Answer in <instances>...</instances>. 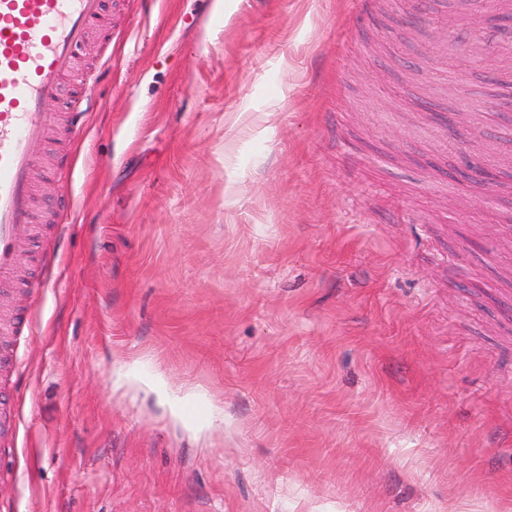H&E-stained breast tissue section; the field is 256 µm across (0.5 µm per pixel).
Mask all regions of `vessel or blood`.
I'll return each mask as SVG.
<instances>
[{
    "label": "vessel or blood",
    "mask_w": 512,
    "mask_h": 512,
    "mask_svg": "<svg viewBox=\"0 0 512 512\" xmlns=\"http://www.w3.org/2000/svg\"><path fill=\"white\" fill-rule=\"evenodd\" d=\"M101 0H0V281L17 269L30 222L34 148L51 125L43 107L61 93L73 49Z\"/></svg>",
    "instance_id": "1"
}]
</instances>
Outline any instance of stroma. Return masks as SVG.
<instances>
[{
	"label": "stroma",
	"instance_id": "obj_1",
	"mask_svg": "<svg viewBox=\"0 0 512 512\" xmlns=\"http://www.w3.org/2000/svg\"><path fill=\"white\" fill-rule=\"evenodd\" d=\"M101 24L0 297L35 314L0 370V512H512V112L492 54L447 59L487 30L459 0ZM466 157L500 179L449 178Z\"/></svg>",
	"mask_w": 512,
	"mask_h": 512
}]
</instances>
